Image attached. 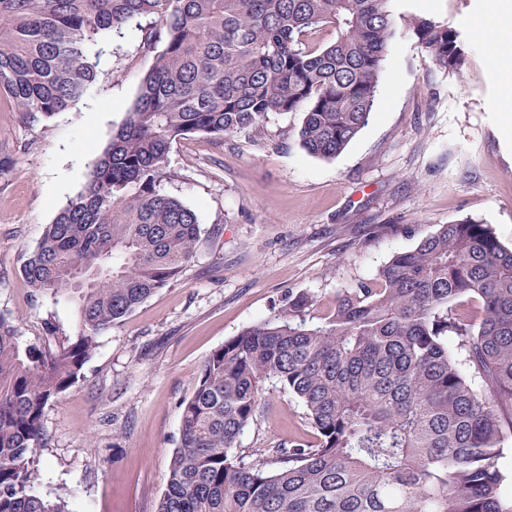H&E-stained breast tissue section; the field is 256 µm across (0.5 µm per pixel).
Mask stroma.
<instances>
[{
  "label": "stroma",
  "instance_id": "stroma-1",
  "mask_svg": "<svg viewBox=\"0 0 512 512\" xmlns=\"http://www.w3.org/2000/svg\"><path fill=\"white\" fill-rule=\"evenodd\" d=\"M496 0H398L466 39L458 73L405 37L384 61L374 114L338 157L299 144V112L270 114L262 133L173 142L166 192L195 211L201 234L181 276L97 339L83 376L44 408L37 494L70 512H156L179 445L182 403L204 361L243 329L274 318L289 295L317 297L374 279L439 225L489 224L512 248V134L498 107L504 83L489 60L507 53L487 25ZM98 82L66 111L32 120L0 98V316L21 348L74 338L73 304L35 295L21 269L46 227L85 184L125 121L154 62L135 27L112 36ZM56 327L45 333L46 323ZM269 400L241 449L307 437L300 401L268 385Z\"/></svg>",
  "mask_w": 512,
  "mask_h": 512
}]
</instances>
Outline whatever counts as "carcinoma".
I'll use <instances>...</instances> for the list:
<instances>
[{
    "label": "carcinoma",
    "mask_w": 512,
    "mask_h": 512,
    "mask_svg": "<svg viewBox=\"0 0 512 512\" xmlns=\"http://www.w3.org/2000/svg\"><path fill=\"white\" fill-rule=\"evenodd\" d=\"M132 23L164 47L22 267L38 295L74 303L77 336L23 350L0 316V512H69L34 493L43 409L196 254V213L161 188L173 141L301 110V147L331 160L368 124L398 38L441 69L466 63L448 21L392 0H0V96L34 120L67 110L97 82L98 46ZM75 266L92 274L82 288ZM315 305L291 295L205 360L157 512H512V249L492 227L441 224L317 324ZM269 381L303 404L312 439L246 452Z\"/></svg>",
    "instance_id": "cac0c4a2"
}]
</instances>
